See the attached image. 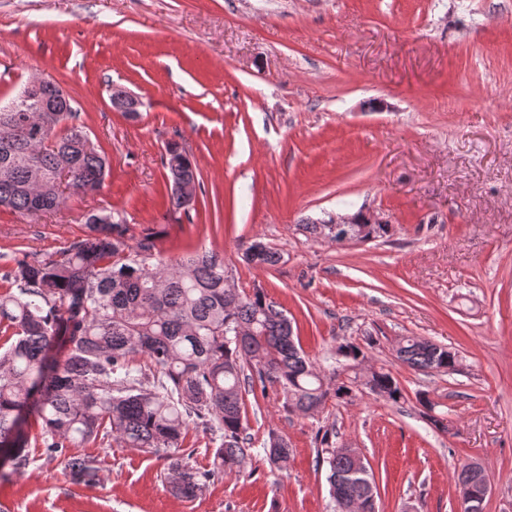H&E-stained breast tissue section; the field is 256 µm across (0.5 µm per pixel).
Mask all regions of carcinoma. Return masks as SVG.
<instances>
[{
	"instance_id": "obj_1",
	"label": "carcinoma",
	"mask_w": 512,
	"mask_h": 512,
	"mask_svg": "<svg viewBox=\"0 0 512 512\" xmlns=\"http://www.w3.org/2000/svg\"><path fill=\"white\" fill-rule=\"evenodd\" d=\"M79 113L60 122L59 142L46 147L37 137L33 112H0V204L23 214L54 211L62 204L58 178L67 172L71 187L100 181L104 162L87 147ZM163 165L173 181L200 182L197 165L179 142L167 145ZM37 168L49 191L37 195L31 170ZM123 217L108 224H85L83 237L55 258L27 254L14 259L0 290V451L15 468L26 463L28 436L21 424L41 422V439L53 454L111 438L129 448L167 454L170 491L192 499L216 474L240 471L250 452L244 436L243 391L259 382L282 394L290 412L312 415L330 398L346 404L368 391L392 403L403 392L391 372L371 369L358 381L366 361L353 343L338 347L349 360L346 377L329 386L325 372L295 344L291 322L276 302L254 288H226L224 255L188 251L168 263L158 256L159 233L147 228L137 238ZM244 261L273 266L279 254L263 242L250 243ZM60 344L65 358L51 357ZM397 361L425 374L457 371L458 356L448 347L404 336L393 348ZM143 357L161 376L160 385L133 375L129 361ZM211 418L222 431L212 468L200 471L178 455L189 418ZM321 437L322 462L333 512H376L377 491L370 470ZM266 461L282 467L288 442L268 432ZM73 479L89 482L96 468L84 458L68 462ZM455 484H468L473 502L462 512H480L484 472L472 463L454 470Z\"/></svg>"
}]
</instances>
